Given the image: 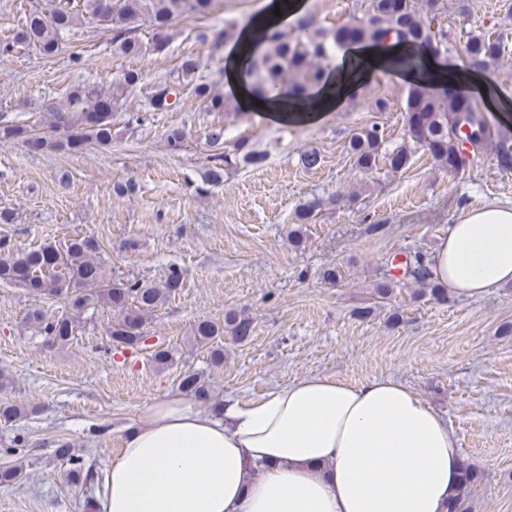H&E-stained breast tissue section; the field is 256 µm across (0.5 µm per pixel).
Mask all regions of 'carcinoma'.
Returning a JSON list of instances; mask_svg holds the SVG:
<instances>
[{
  "mask_svg": "<svg viewBox=\"0 0 512 512\" xmlns=\"http://www.w3.org/2000/svg\"><path fill=\"white\" fill-rule=\"evenodd\" d=\"M388 0H370L368 13L362 19L342 25L331 34L311 30V21L300 17L296 30L288 31L281 25L261 28L256 52L247 64L243 78L262 98L277 99L287 96L286 104L316 105L313 90L323 85L329 73L324 62L330 58L331 46L346 37L360 47L389 45L430 47L436 41L435 23L445 9L444 0H428L429 13L424 15L414 0H401L399 14L387 8ZM213 0H60L49 15L33 10L14 38L1 43L9 51L17 44L34 48L45 57L55 55L64 35L73 31L80 15L87 13L101 25L112 30V44L124 55H138L142 44L134 35L130 22H143L152 28V49L164 52L173 36L171 24L183 15H206ZM466 51L475 69H483L502 56L501 43L490 35H475L467 39ZM192 93L209 112H222L230 100L214 93L205 84L196 85ZM177 95L176 87L166 81L153 86L151 106L165 111L169 97ZM114 95L96 86L75 88L63 110L50 113L48 131L37 136L30 129L0 115V140H18L24 146L42 151L46 148L79 153L95 145H112V113L99 111L103 103H110ZM408 117H417L407 123L406 142L391 150L385 148V139L378 126L371 125L354 134L349 149L356 166L369 171L379 161L387 159L394 171L403 169L410 160V147L430 151L435 161L453 169L452 161L467 144L472 151L488 143L496 146L503 163H512V132L488 122L474 100L464 93L452 98L430 95L418 84L407 96ZM205 140L216 149L212 154L210 182L222 181L224 165L231 162L221 152L224 147V126L213 125L205 132ZM319 204L310 201L297 214L298 225L288 230V240L295 246L302 243V225L313 221ZM99 243L91 237H75L63 247L52 244L37 248L18 249L6 238L0 239V282L19 284L38 296L57 298L70 307V314L52 316L40 307L26 313L25 324L46 337L50 346H64L71 342L81 316L106 306L117 313L108 326L107 334L116 350L138 349L148 339V317L155 309L170 300L183 288L184 276L172 267L159 284L140 279L116 277L98 256ZM407 274L436 301L448 299V289L430 277L429 260L420 253L407 263ZM254 321L245 311H229L224 323L201 320L193 329V340L207 348L211 363L224 364V333L241 344L253 335ZM179 390L202 396L207 392L201 378L186 372L179 381ZM38 413L36 407H24L12 401H0V423L9 425L27 415ZM56 457L68 461L76 476L86 483L94 481L93 466L76 454L65 439L55 442ZM483 473L465 461L457 487L450 495L448 512H466L465 501L469 492L482 481Z\"/></svg>",
  "mask_w": 512,
  "mask_h": 512,
  "instance_id": "carcinoma-1",
  "label": "carcinoma"
}]
</instances>
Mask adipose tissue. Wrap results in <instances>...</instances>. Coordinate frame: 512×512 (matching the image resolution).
I'll list each match as a JSON object with an SVG mask.
<instances>
[{
  "instance_id": "adipose-tissue-1",
  "label": "adipose tissue",
  "mask_w": 512,
  "mask_h": 512,
  "mask_svg": "<svg viewBox=\"0 0 512 512\" xmlns=\"http://www.w3.org/2000/svg\"><path fill=\"white\" fill-rule=\"evenodd\" d=\"M266 12L224 46V90L242 111L276 123L312 122L260 101L239 73ZM352 48L318 91L327 112L379 67ZM322 110V111H323ZM432 276L458 298L512 282V205L465 209L430 258ZM462 456L447 420L408 386L349 383L322 374L277 386L257 401L219 406L165 395L125 429L100 512H447Z\"/></svg>"
}]
</instances>
